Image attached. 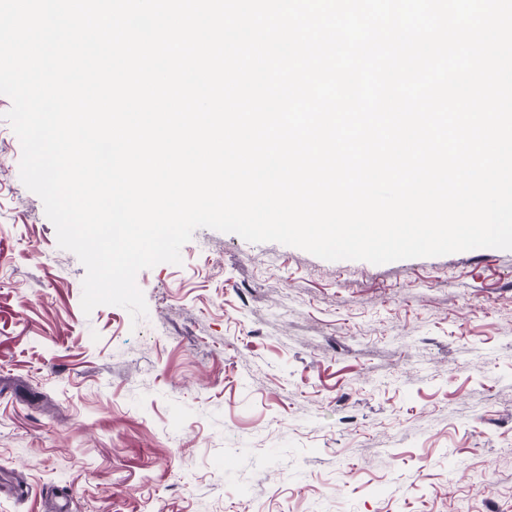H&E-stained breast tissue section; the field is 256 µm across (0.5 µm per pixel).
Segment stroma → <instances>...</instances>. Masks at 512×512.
<instances>
[{"instance_id": "35a3bbf8", "label": "stroma", "mask_w": 512, "mask_h": 512, "mask_svg": "<svg viewBox=\"0 0 512 512\" xmlns=\"http://www.w3.org/2000/svg\"><path fill=\"white\" fill-rule=\"evenodd\" d=\"M0 95V512H512V251L382 265L197 229L85 268L21 182Z\"/></svg>"}]
</instances>
